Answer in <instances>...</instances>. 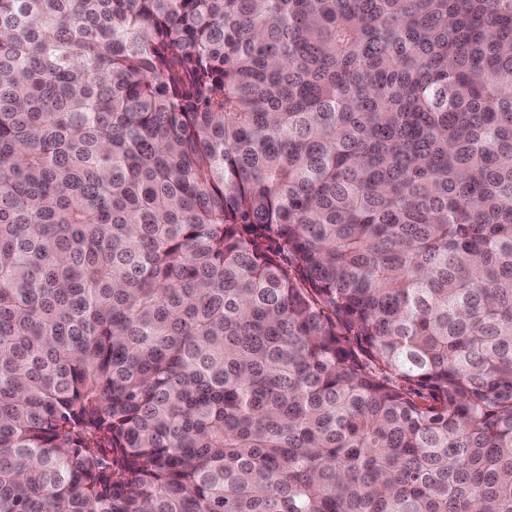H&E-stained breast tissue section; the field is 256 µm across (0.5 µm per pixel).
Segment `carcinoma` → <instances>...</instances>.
Returning <instances> with one entry per match:
<instances>
[{
	"label": "carcinoma",
	"mask_w": 512,
	"mask_h": 512,
	"mask_svg": "<svg viewBox=\"0 0 512 512\" xmlns=\"http://www.w3.org/2000/svg\"><path fill=\"white\" fill-rule=\"evenodd\" d=\"M0 512H512V0H0Z\"/></svg>",
	"instance_id": "carcinoma-1"
}]
</instances>
